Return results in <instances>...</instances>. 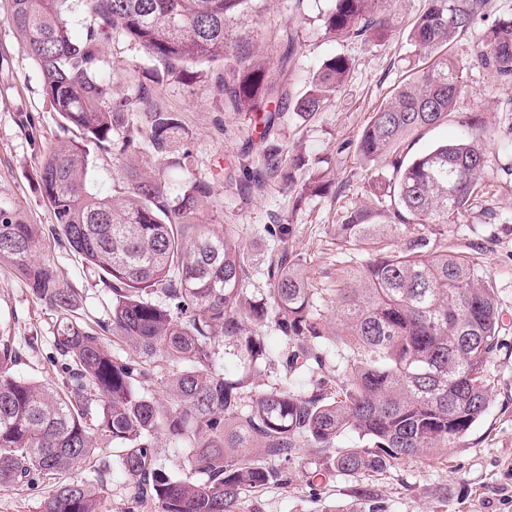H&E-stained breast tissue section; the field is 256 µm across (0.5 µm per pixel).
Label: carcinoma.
<instances>
[{
    "label": "carcinoma",
    "mask_w": 512,
    "mask_h": 512,
    "mask_svg": "<svg viewBox=\"0 0 512 512\" xmlns=\"http://www.w3.org/2000/svg\"><path fill=\"white\" fill-rule=\"evenodd\" d=\"M257 0H86L90 25L76 36L67 0H12L9 19L37 65L43 92L63 121L83 138L47 149L40 192L53 209L52 238L78 253L108 284L112 341L129 340L136 356L109 352L103 338L72 315L78 293L48 258H37L43 230L0 201V265L9 266L35 299L56 314L55 359L60 385L15 375L20 358L0 336V487L37 481L115 445L133 499L158 512H239L244 492L288 487L291 463L305 450L308 485L330 477L359 481L404 458L454 448L487 407L486 364L500 346L495 289L473 254L448 249V224L462 215L485 183L483 131L414 158L397 154L402 139L450 121L469 93L466 66L448 45L472 25L486 0H426L407 41L418 63L372 112L356 143L365 163L389 164L371 181L381 207L345 210L336 249L366 256L339 270L334 299L340 328L329 332L303 258L288 247L262 261L265 295L246 288L252 263L238 229L209 222L213 187L196 179L173 195L163 172L123 168L124 190L88 189L91 149L119 154L145 146L157 165L174 164L183 126L154 91L117 93L119 80L99 69L104 39L119 34L158 63L152 82L183 78L205 63L223 62L215 89L224 107L258 114V140L238 159L244 197L270 183L289 188L306 159L278 142L288 113L308 118L349 80L351 60L336 55L293 97L252 60L233 32L236 18ZM321 16L337 40L382 42L392 32L383 0H332ZM479 66L512 80V15L483 36ZM140 121H132L133 115ZM283 344L271 354L262 334ZM242 370L217 365V341ZM274 383L259 388L265 369ZM168 373L172 398L160 402L151 385ZM165 434L189 449L194 481L157 468L155 439ZM365 512H386L373 486L355 490ZM103 487L76 479L58 484L36 512H101Z\"/></svg>",
    "instance_id": "obj_1"
}]
</instances>
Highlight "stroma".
<instances>
[{"label": "stroma", "instance_id": "35a3bbf8", "mask_svg": "<svg viewBox=\"0 0 512 512\" xmlns=\"http://www.w3.org/2000/svg\"><path fill=\"white\" fill-rule=\"evenodd\" d=\"M424 0H386L395 31L386 44L361 38L346 41L326 35L320 16L332 0H259L256 9L241 16L239 32L249 35L269 63L272 77L292 92H301L307 77L324 60L342 54L354 65L345 86L327 111L307 119L290 118L280 138L290 153L308 156L309 169L298 171V182L317 178L323 192L304 193L291 203L281 184L261 195L246 198L224 179L226 161L237 159L254 131L243 112L226 110L211 89L210 69L202 65L191 79H172L159 86L166 105L180 115L185 130L181 150L183 167L166 170L171 191H179L196 178L208 180L214 190L209 214L213 223L237 225L253 265L277 240L264 230L279 221L293 224L288 248L301 254L326 325L336 329L339 319L333 303L337 270L351 267L348 254L334 244L336 221L348 208L375 204L368 181L378 167L363 164L354 145L371 113L404 78L415 61L407 30L423 8ZM11 0H0V197L7 198L31 224L54 223L53 210L38 186L40 159L45 148L80 139V131L64 125L42 88L41 73L23 51L9 20ZM512 14V0H490L471 28L455 41L453 52L470 62L483 33L495 21ZM296 46L295 69L279 71L277 51L286 38ZM99 66L120 76L123 93L135 94L136 79L152 77L157 67L138 44L124 38L104 41ZM469 95L460 99L453 121L410 136L401 151L414 156L436 145L455 141L468 132L466 121L477 116L486 133L481 141L485 157L486 186L468 210L448 226L449 249L478 257L496 289L500 312L501 346L490 358L487 371L493 380L488 407L459 447L433 458L399 461L373 478L387 512H512V82L495 80L485 69L466 72ZM146 150L119 155L115 147L92 149L89 157L91 191L109 194L122 181L123 165L151 164ZM41 256L50 258L61 281L78 291L80 318L103 323L111 314L112 297L97 273L81 256L47 239ZM53 312L38 304L27 286L8 266L0 267V330L11 336L21 352L17 376L60 382L50 364L53 349ZM38 337L30 345V337ZM310 457L300 453L291 463V487H267L246 492L240 512H362L352 479L333 477L318 490H310ZM94 479L104 488L102 512H155L152 504H135L126 477L113 462L112 448L62 474L44 477L39 487H0V512H36L39 498L58 483Z\"/></svg>", "mask_w": 512, "mask_h": 512}]
</instances>
